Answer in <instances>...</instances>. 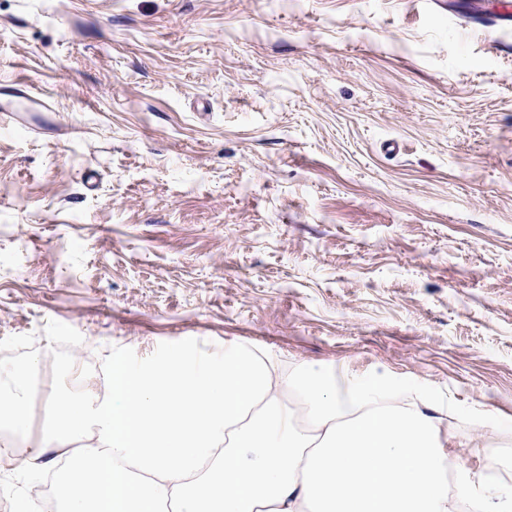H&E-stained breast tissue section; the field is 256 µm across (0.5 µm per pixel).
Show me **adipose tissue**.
Segmentation results:
<instances>
[{"label":"adipose tissue","instance_id":"adipose-tissue-1","mask_svg":"<svg viewBox=\"0 0 512 512\" xmlns=\"http://www.w3.org/2000/svg\"><path fill=\"white\" fill-rule=\"evenodd\" d=\"M34 362L13 366L0 427L30 424ZM109 392L47 400L42 434L65 465L58 512H512L478 497L482 474L452 460L453 420L387 374L287 373L239 343H174L150 360L113 353Z\"/></svg>","mask_w":512,"mask_h":512}]
</instances>
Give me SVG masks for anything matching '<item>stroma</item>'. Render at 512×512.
<instances>
[{
	"instance_id": "obj_1",
	"label": "stroma",
	"mask_w": 512,
	"mask_h": 512,
	"mask_svg": "<svg viewBox=\"0 0 512 512\" xmlns=\"http://www.w3.org/2000/svg\"><path fill=\"white\" fill-rule=\"evenodd\" d=\"M0 0V347L41 397L171 342L386 373L512 444V23L499 0ZM58 468L1 470L18 499ZM1 95L9 98L21 99L29 102L35 109L50 111L48 103L39 95L31 82L10 81L1 84Z\"/></svg>"
}]
</instances>
